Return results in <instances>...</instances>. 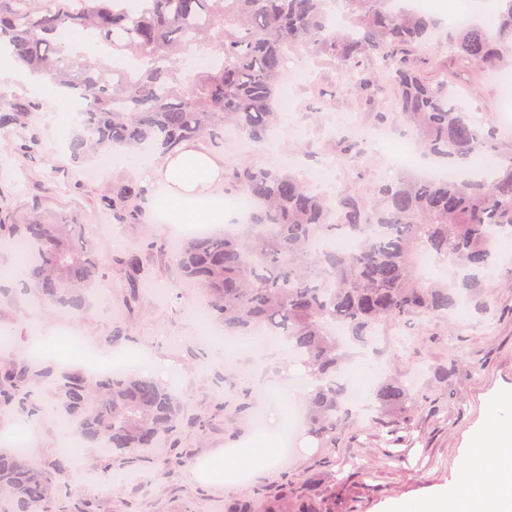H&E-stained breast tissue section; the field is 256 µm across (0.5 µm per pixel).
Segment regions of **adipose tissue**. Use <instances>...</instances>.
<instances>
[{"label":"adipose tissue","instance_id":"obj_1","mask_svg":"<svg viewBox=\"0 0 512 512\" xmlns=\"http://www.w3.org/2000/svg\"><path fill=\"white\" fill-rule=\"evenodd\" d=\"M194 158L191 165L169 160L161 170L142 165V184L153 186L157 176H165L174 185L170 200L182 222L223 225L224 215L188 207L209 197L213 185L224 179L223 167L209 156L198 151ZM399 512H512V391L500 394L484 413L448 494L414 508L401 506Z\"/></svg>","mask_w":512,"mask_h":512}]
</instances>
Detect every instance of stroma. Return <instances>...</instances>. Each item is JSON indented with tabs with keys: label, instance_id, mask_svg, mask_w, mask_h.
Listing matches in <instances>:
<instances>
[{
	"label": "stroma",
	"instance_id": "1",
	"mask_svg": "<svg viewBox=\"0 0 512 512\" xmlns=\"http://www.w3.org/2000/svg\"><path fill=\"white\" fill-rule=\"evenodd\" d=\"M454 70L456 88L471 117L496 126L500 133L511 132L512 95L504 94L502 79L459 64ZM286 83L293 101L282 111L274 139L261 144L238 136L225 143L219 162L225 167L244 160L265 167L287 166L304 177L321 171L322 191L346 189L363 204L374 205L376 186L394 179L404 163L394 148L371 145L349 151L343 140L355 122L401 137L393 90L367 101L355 83L342 81L338 64L329 57L303 52L289 53ZM0 93L32 102L41 139L38 153L30 156L20 150L15 137L0 131V191L11 196L16 209L28 211L37 202L42 217L80 219L108 270L87 312L63 313L46 309L34 291L11 280L15 257L0 249V275L6 277L0 284V331L10 337L0 348V359L27 354L37 343L42 365L64 372L66 363L56 351L57 332L63 329L81 339L95 357L133 354L149 359V375L171 388L183 419L171 447L135 463L142 476L138 482L126 479L122 465L103 471L93 449H86L82 464L90 476L76 480L65 472L56 477L71 502L99 501L100 512H224L230 502H254L261 486L278 495L287 471L326 497L331 512H397L399 505L414 506L447 493L487 404L500 391L512 390V237H500L496 244L500 266L488 281L490 315L466 309L453 312L426 324L422 335L392 328L391 336L399 340L398 359H377L371 375L362 380L356 373L347 375L348 386L370 390L394 372L414 380L424 400L409 423L392 431L355 415L337 433L334 447H320L298 434L287 468L256 469L245 481L219 474L200 477L196 462L223 465L225 449L239 447L249 434L247 419L231 423L224 416L241 388H250L256 401L269 403L268 425L276 429L284 409L305 405L311 378L281 344L233 355L216 353L213 345L196 340L186 310L200 301L201 293L184 286L173 252H159L145 264L147 279L165 288V296H131L115 263L117 248L105 229L109 219L93 207L94 196L114 177L132 176L126 158H119L99 179L84 178L82 169L67 162L69 138L76 131L74 101L48 80H33L24 71L0 79ZM53 179L59 182L58 190L44 194L45 183ZM169 207L165 194L156 192L144 223L121 225V236L136 244L151 237L168 238L169 226L156 214ZM452 354L458 366L444 383L433 372ZM60 432L54 415L37 419L31 458L43 465L53 461ZM175 449L183 456L182 464L171 460Z\"/></svg>",
	"mask_w": 512,
	"mask_h": 512
}]
</instances>
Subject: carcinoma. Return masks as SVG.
<instances>
[{
    "label": "carcinoma",
    "mask_w": 512,
    "mask_h": 512,
    "mask_svg": "<svg viewBox=\"0 0 512 512\" xmlns=\"http://www.w3.org/2000/svg\"><path fill=\"white\" fill-rule=\"evenodd\" d=\"M0 0V52L85 102L84 133L68 146L69 161L122 145H149L176 158L203 143L224 149L228 128L253 141L268 139L278 119L287 51L304 48L341 65L358 91L375 99L391 85L394 111L422 148L423 157L460 173L452 180L407 174L376 188L363 206L350 192L330 195L283 171L248 161L224 171V193L244 196L250 209L222 233L203 232L180 247L184 278L203 291L207 318L226 336L260 329L284 340L317 384L304 427L329 445L349 420L343 365L350 343L366 347L381 331L423 328V320L448 315L459 304L490 313L486 283L497 264L495 246L512 235V144L495 128L472 120L455 97L448 73L431 75L429 44L485 72L512 66V0H495V29L467 23L447 31L430 14L391 7L394 0H344L352 27L336 30V0ZM101 39L139 62L136 72L95 61L63 34ZM213 57L184 87L185 48ZM24 105H0V129L35 154L40 140ZM493 153L500 162L477 171L474 161ZM148 191L130 178L112 182L96 199L114 224L141 223ZM26 247L18 269L25 286L55 309L80 312L106 278L84 225L52 223L19 212L0 196V232ZM151 247L120 260L133 290ZM423 255L448 256L451 280L421 273ZM39 377L53 390L52 412L76 425L82 444L104 446L106 465L131 462L179 426L176 398L153 378L130 372L97 376L86 367L58 375L27 357L0 365V413L32 418L45 410L29 388ZM414 395L390 377L376 387L374 410L392 424L407 422ZM73 454L61 449L50 467L13 448H0V512H70L53 474ZM271 499L258 490L259 510L327 512L308 484L287 483Z\"/></svg>",
    "instance_id": "cac0c4a2"
}]
</instances>
